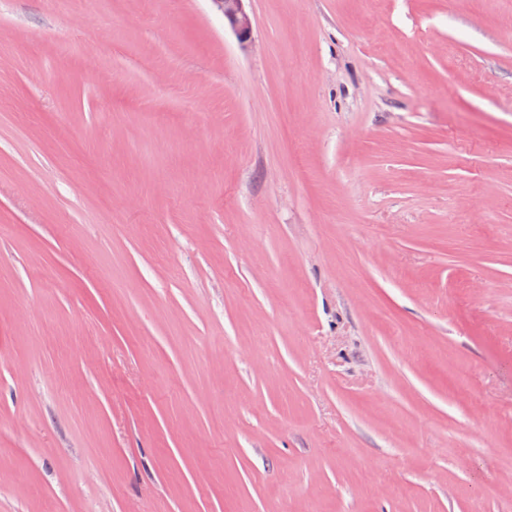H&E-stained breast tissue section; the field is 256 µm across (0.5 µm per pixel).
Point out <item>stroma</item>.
Segmentation results:
<instances>
[{
	"label": "stroma",
	"instance_id": "obj_1",
	"mask_svg": "<svg viewBox=\"0 0 512 512\" xmlns=\"http://www.w3.org/2000/svg\"><path fill=\"white\" fill-rule=\"evenodd\" d=\"M0 0V512H512V0ZM247 0H209L212 8L224 17L229 28L242 45H246L252 36V19L246 11Z\"/></svg>",
	"mask_w": 512,
	"mask_h": 512
}]
</instances>
